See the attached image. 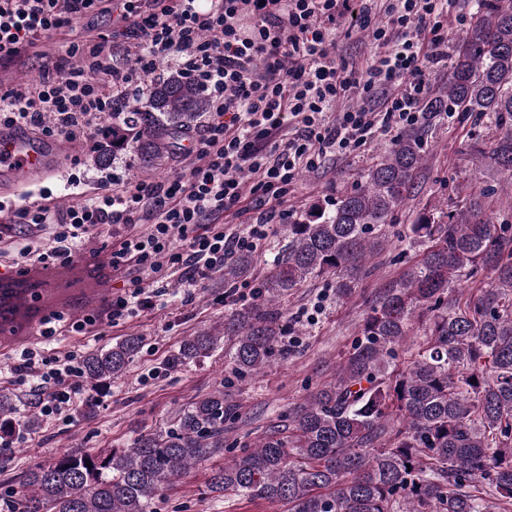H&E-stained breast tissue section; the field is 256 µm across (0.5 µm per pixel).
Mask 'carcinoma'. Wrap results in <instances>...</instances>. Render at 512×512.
<instances>
[{"instance_id": "carcinoma-1", "label": "carcinoma", "mask_w": 512, "mask_h": 512, "mask_svg": "<svg viewBox=\"0 0 512 512\" xmlns=\"http://www.w3.org/2000/svg\"><path fill=\"white\" fill-rule=\"evenodd\" d=\"M448 83L420 108L475 115L466 154L506 177L474 195H450L410 224L416 260L380 293L359 325L336 378L280 416L251 448L210 468L207 492L288 506V512H492L512 502V0H476L455 35ZM209 110L182 73L146 89V104L112 107L95 161L133 150L148 166L169 158L173 139ZM427 152L419 127L394 137L333 208L313 205L288 225V248L267 268L256 302L224 317V351L238 376L288 359L281 310L288 291L328 277L336 299L353 296L366 262L390 245L387 226L409 197ZM251 251L224 268L229 282L254 268ZM490 272L466 292L463 283ZM425 340L396 364L415 327ZM222 335V336H224ZM222 336L202 330L169 355L176 369L207 358ZM129 335L83 357L85 383L110 393L137 357ZM239 404L224 388L199 396L164 426L125 448L63 451L13 479L6 512H156L161 491L224 453ZM18 426L13 395L0 391V436ZM91 466H85L86 462Z\"/></svg>"}]
</instances>
